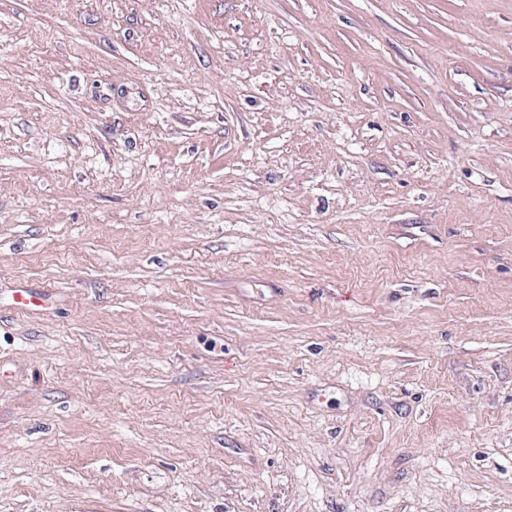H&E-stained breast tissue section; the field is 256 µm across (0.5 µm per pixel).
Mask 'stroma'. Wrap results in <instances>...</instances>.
I'll list each match as a JSON object with an SVG mask.
<instances>
[{
    "label": "stroma",
    "instance_id": "stroma-1",
    "mask_svg": "<svg viewBox=\"0 0 512 512\" xmlns=\"http://www.w3.org/2000/svg\"><path fill=\"white\" fill-rule=\"evenodd\" d=\"M0 512H512V0H0Z\"/></svg>",
    "mask_w": 512,
    "mask_h": 512
}]
</instances>
